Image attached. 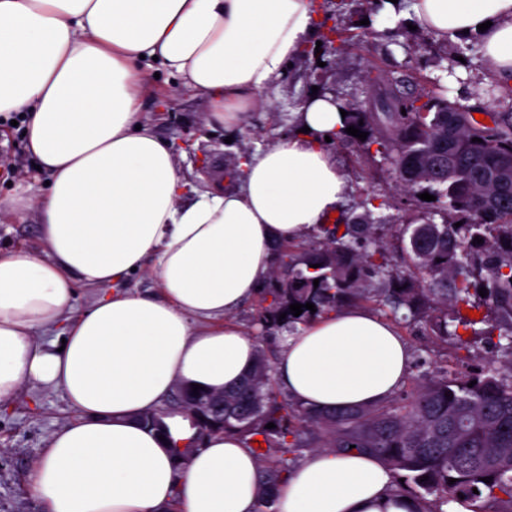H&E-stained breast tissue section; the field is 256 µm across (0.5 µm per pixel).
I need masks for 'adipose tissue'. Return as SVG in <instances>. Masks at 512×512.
I'll use <instances>...</instances> for the list:
<instances>
[{"instance_id":"obj_1","label":"adipose tissue","mask_w":512,"mask_h":512,"mask_svg":"<svg viewBox=\"0 0 512 512\" xmlns=\"http://www.w3.org/2000/svg\"><path fill=\"white\" fill-rule=\"evenodd\" d=\"M443 41L478 35L487 68L512 82V0H386ZM317 0H0V114L25 116V146L49 181L16 210L39 214L41 249L0 251V403L36 382L73 415L34 466L47 512H257L256 456L234 435L193 434L166 411L176 385L219 392L252 369L256 344L232 315L270 278L277 245L331 221L347 182L328 139L345 130L332 95H309L297 132L235 166L236 183L187 200L172 146L142 118L155 74L201 96L210 130L233 133L320 36ZM159 295L129 290L133 270ZM99 291L62 324L75 284ZM411 351L390 322L350 305L289 337L276 366L308 407L375 404L398 391ZM165 410L167 439L139 417ZM379 457L305 452L277 490L280 512H417Z\"/></svg>"}]
</instances>
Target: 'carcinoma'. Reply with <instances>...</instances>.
I'll list each match as a JSON object with an SVG mask.
<instances>
[{"instance_id":"cac0c4a2","label":"carcinoma","mask_w":512,"mask_h":512,"mask_svg":"<svg viewBox=\"0 0 512 512\" xmlns=\"http://www.w3.org/2000/svg\"><path fill=\"white\" fill-rule=\"evenodd\" d=\"M354 37L351 28L336 25L322 35L321 48L336 56ZM383 96L389 101L383 112H348L349 125L367 133L364 141L352 135L349 141L366 156L373 146L389 156L404 195L435 196L443 223L405 225L406 275L389 274L386 245L376 237L384 217L371 211L357 224L338 221L324 228V241L303 252L280 247L281 271L261 291L262 300H272L258 312L257 323L266 330L292 327L371 302L379 311L389 310L396 325L420 315L433 341L451 339L457 350L468 349L473 337L485 339L492 347L488 367L465 376L439 367L410 379L384 402L314 410L287 397L277 399L274 370L258 345L253 371L224 392L223 413L208 408L209 393L177 387L186 394L182 411L195 438L174 446L173 453L184 465L206 434L238 435L260 464L257 512H270L274 490L302 452L315 449L381 456L402 473L396 490L417 500L422 512H448L452 504L466 512H512V187L494 190L482 182L485 172L512 152V104L492 111L466 106L464 123L442 146L438 139L448 99L417 93L404 79L385 83ZM477 112L488 115L490 123L476 120ZM438 155L451 159L462 175L448 177V163L434 161ZM418 159L434 167L424 180L411 176ZM376 278L388 287L371 288ZM482 287L488 292L484 297ZM294 303H312L316 312L304 308L296 317L289 309ZM403 308L409 314L399 315ZM269 423L275 427L266 428ZM258 440L265 446L254 445Z\"/></svg>"}]
</instances>
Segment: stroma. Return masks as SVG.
I'll use <instances>...</instances> for the list:
<instances>
[{"instance_id": "1", "label": "stroma", "mask_w": 512, "mask_h": 512, "mask_svg": "<svg viewBox=\"0 0 512 512\" xmlns=\"http://www.w3.org/2000/svg\"><path fill=\"white\" fill-rule=\"evenodd\" d=\"M366 15L363 0H352L348 18L355 24L364 23L365 38L346 46L339 57L327 58L325 66H318L314 54L299 62L278 92L258 104L233 141H226L223 131L203 127L206 103L201 97L184 92L164 108L157 96H148L144 112L155 132L172 144L186 180L195 186L204 180L227 184L226 172L235 151H251L292 133L293 114L314 88L332 94L344 106L366 111L372 108L369 78L373 75L387 79L403 75L418 92L437 91L462 103L476 99L493 102L503 97L502 88L485 72L476 37H468L470 51L464 53L462 62L452 65L439 58L440 43L432 34L416 29L393 40L382 36L374 25L365 24ZM335 152L348 184L341 206L344 216L353 218L365 213L373 195L389 196L391 205L381 211L385 221L379 232L389 247H396L401 225L429 218L441 222V215L428 205L406 200L396 192L394 167L387 156L368 158L347 144L336 145ZM0 159L5 162L0 168V249L19 245L39 249L36 214L14 215L6 206L23 186L30 196L42 197L45 180L37 176L35 162L24 149L21 126L1 118ZM399 331L412 351L411 375L422 373L428 365L449 363L461 374L486 363L483 349L477 347L463 353L461 362L452 363L451 352L432 344L420 325L403 324ZM70 415L61 393L36 384L21 389L11 401L0 403V512H45L31 490L33 464L50 434Z\"/></svg>"}]
</instances>
